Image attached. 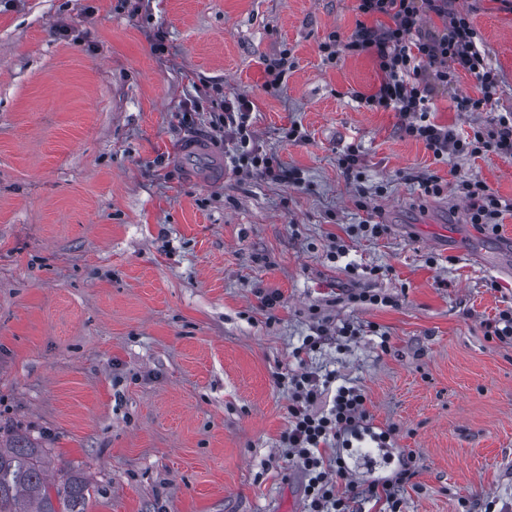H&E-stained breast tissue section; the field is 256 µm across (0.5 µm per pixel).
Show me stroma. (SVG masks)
I'll use <instances>...</instances> for the list:
<instances>
[{
    "instance_id": "stroma-1",
    "label": "stroma",
    "mask_w": 512,
    "mask_h": 512,
    "mask_svg": "<svg viewBox=\"0 0 512 512\" xmlns=\"http://www.w3.org/2000/svg\"><path fill=\"white\" fill-rule=\"evenodd\" d=\"M456 5L512 111V11ZM357 19L355 0H0V428L47 449L48 483L87 475L91 512H305L286 444L303 372L322 400L342 384L366 396L361 436L330 450L353 484L408 468L400 512H512V343L485 335L512 306V211L482 234L453 190L412 181L477 177L510 200L512 160L435 162L399 113L359 108L372 59L319 51ZM477 94L460 75L432 120L485 122L456 109ZM238 95L255 147L300 184L251 168L219 131ZM294 123L305 141L285 138ZM195 133L223 155L222 183L172 164ZM351 146L365 186L385 188L364 211L338 165ZM369 213L381 237L353 234ZM336 239L348 255L332 262ZM347 321L359 336H337ZM288 63L287 51H282L279 58H275L266 65L265 74L266 80L264 87L266 90H276L284 79L286 66Z\"/></svg>"
}]
</instances>
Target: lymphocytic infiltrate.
<instances>
[{
  "label": "lymphocytic infiltrate",
  "instance_id": "lymphocytic-infiltrate-1",
  "mask_svg": "<svg viewBox=\"0 0 512 512\" xmlns=\"http://www.w3.org/2000/svg\"><path fill=\"white\" fill-rule=\"evenodd\" d=\"M453 0H356L360 16L346 36L331 32L320 45L326 62L338 64L343 57L373 58L380 81L373 91L356 93L360 107L371 111H394L405 121L407 136L422 141L435 160L479 157L494 153L512 159V113L497 109L500 73L493 67L470 12L452 9ZM437 17L441 29L424 26L427 17ZM471 76L477 96L458 98L461 112H487L488 123L473 126L466 134L429 121L436 86L456 83L460 74ZM254 104L238 96L224 102L223 124L234 135L251 167L278 181L300 183L299 170H283L276 159L252 148L249 115ZM456 192L468 204V218L481 233L497 232L512 202L502 199L483 180L464 178ZM294 399L289 407L288 446L308 474V512H350L347 497L337 495L336 484L347 479L343 460L328 464L322 450L343 434L353 431L366 417V398L355 386L339 387L331 407L313 409L318 396L316 378L303 373L293 377Z\"/></svg>",
  "mask_w": 512,
  "mask_h": 512
}]
</instances>
